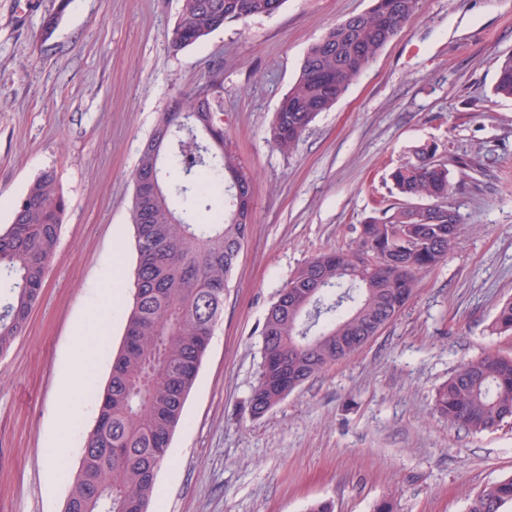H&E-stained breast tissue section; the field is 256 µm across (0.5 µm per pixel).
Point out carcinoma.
<instances>
[{
  "instance_id": "obj_1",
  "label": "carcinoma",
  "mask_w": 512,
  "mask_h": 512,
  "mask_svg": "<svg viewBox=\"0 0 512 512\" xmlns=\"http://www.w3.org/2000/svg\"><path fill=\"white\" fill-rule=\"evenodd\" d=\"M285 0H181L169 46L177 54L213 31L258 15ZM420 0H373L370 9L331 27L306 51L270 127L276 149L291 155L302 135L330 110L414 17ZM495 94L512 98V55L496 60ZM201 87L158 114L134 172L132 223L136 265L123 342L98 397V416L83 448L65 512H148L155 477L169 457L210 336L224 314V290L248 239L250 182L218 113ZM396 168L394 188L405 199L390 214L360 225L354 249L314 256L292 275L269 308L262 330V362L250 399L261 416L297 386L350 357L340 339L369 335L382 316L395 319L421 274L448 255L460 232L449 203L457 186L448 163L427 147ZM432 201L443 224L417 219L406 202ZM65 198L56 172L42 171L0 226V355L25 330L53 258ZM373 247L393 260L382 269L362 259ZM512 334V298L493 321ZM448 425L471 433L512 420V356L488 352L461 364L436 393ZM512 505V475L483 486L467 512H502Z\"/></svg>"
}]
</instances>
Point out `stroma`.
Masks as SVG:
<instances>
[{
  "label": "stroma",
  "instance_id": "stroma-1",
  "mask_svg": "<svg viewBox=\"0 0 512 512\" xmlns=\"http://www.w3.org/2000/svg\"><path fill=\"white\" fill-rule=\"evenodd\" d=\"M370 6L285 0L175 54L180 0H0V225L43 170L66 198L40 298L0 356V512H64L70 485L53 479L46 447L64 403L81 412L84 447L96 419L87 394L109 377L106 361L66 396L75 344L94 336L114 351L123 337L140 149L172 97L215 79L212 104L251 180V230L148 512H306L317 499L334 512L383 500L396 512H465L512 474V425L472 434L435 407L460 364L512 354V335L492 330L497 304L512 298V99L493 91L495 60L512 55V0H421L281 154L270 124L308 47ZM420 146L460 184L447 258L370 343L254 417L260 331L279 290L311 257L356 246L360 224L397 202L390 174ZM109 288L122 302L101 304Z\"/></svg>",
  "mask_w": 512,
  "mask_h": 512
}]
</instances>
